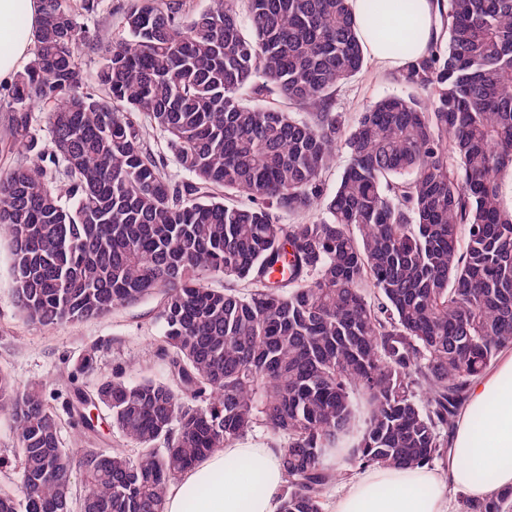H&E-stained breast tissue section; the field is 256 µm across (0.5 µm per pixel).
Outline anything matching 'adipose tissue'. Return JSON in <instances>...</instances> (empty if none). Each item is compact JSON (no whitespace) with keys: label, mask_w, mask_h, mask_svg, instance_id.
I'll use <instances>...</instances> for the list:
<instances>
[{"label":"adipose tissue","mask_w":512,"mask_h":512,"mask_svg":"<svg viewBox=\"0 0 512 512\" xmlns=\"http://www.w3.org/2000/svg\"><path fill=\"white\" fill-rule=\"evenodd\" d=\"M352 0L366 58L381 70H400L426 56L439 34L436 0ZM40 0H0V87L12 85L32 60L31 37L40 23ZM27 39H17L16 22ZM279 449L232 442L183 472L167 491L164 512H276L287 485ZM483 500L512 488V349L503 350L470 387L457 415L442 466L361 470L332 502L331 512H451L449 488ZM196 499H189L190 491Z\"/></svg>","instance_id":"ef3b65f1"}]
</instances>
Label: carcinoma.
Returning a JSON list of instances; mask_svg holds the SVG:
<instances>
[{"mask_svg":"<svg viewBox=\"0 0 512 512\" xmlns=\"http://www.w3.org/2000/svg\"><path fill=\"white\" fill-rule=\"evenodd\" d=\"M438 6L404 74L429 101L385 96L351 125L334 111L365 66L351 0H130L94 88L71 0H41L0 138L33 155L0 171L16 306L56 327L153 299L172 379L75 390L83 433L102 405L123 447L64 448L44 393L0 369V512H163L179 473L258 427L288 478L277 512H323L331 448L356 469L444 454L473 380L512 349V0ZM459 509L512 512V489ZM144 135L147 143L153 150L166 155L168 171L173 178L179 181L191 178V175L182 170L175 162L173 157L167 153L163 139L159 135H156L155 131H153L150 127H145Z\"/></svg>","mask_w":512,"mask_h":512,"instance_id":"cac0c4a2","label":"carcinoma"}]
</instances>
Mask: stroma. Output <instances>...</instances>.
Wrapping results in <instances>:
<instances>
[{
  "label": "stroma",
  "mask_w": 512,
  "mask_h": 512,
  "mask_svg": "<svg viewBox=\"0 0 512 512\" xmlns=\"http://www.w3.org/2000/svg\"><path fill=\"white\" fill-rule=\"evenodd\" d=\"M127 6L128 0H100L95 13H78L77 21L89 38L83 54L88 78H95L100 64V39L120 31ZM411 93L421 100L431 95L430 89L407 84L402 72L380 71L368 65L339 88L335 109L352 122L382 97ZM11 264L8 241L0 235V368L20 384L43 390L60 418L63 447H117L119 436L111 429H102L97 437L85 436L65 402L74 389L93 386L119 369L132 381L144 376L167 380L168 363L161 352L162 330L154 318V301L120 308L99 319L44 327L21 316L15 302ZM92 347L98 350L96 370L85 375L79 372L78 365Z\"/></svg>",
  "instance_id": "35a3bbf8"
}]
</instances>
